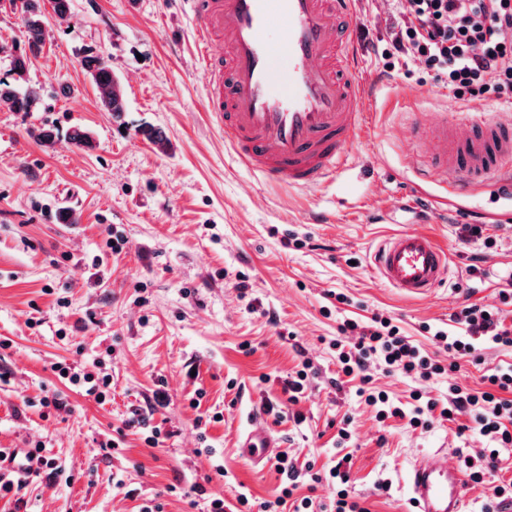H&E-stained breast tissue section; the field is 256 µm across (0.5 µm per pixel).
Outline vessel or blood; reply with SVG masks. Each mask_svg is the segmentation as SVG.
I'll list each match as a JSON object with an SVG mask.
<instances>
[{
	"label": "vessel or blood",
	"mask_w": 512,
	"mask_h": 512,
	"mask_svg": "<svg viewBox=\"0 0 512 512\" xmlns=\"http://www.w3.org/2000/svg\"><path fill=\"white\" fill-rule=\"evenodd\" d=\"M211 112L242 162L264 177L311 188L343 169L367 120L369 82L340 23L355 0H186ZM417 175L442 187L449 203L468 198L489 176L512 178V124L483 118L465 133L436 114ZM378 278L404 297L430 296L446 283L448 253L430 234L404 230L372 256ZM272 439L252 417L240 447L260 463ZM413 512H464L466 475L436 452L408 475Z\"/></svg>",
	"instance_id": "1"
}]
</instances>
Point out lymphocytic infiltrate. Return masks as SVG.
Here are the masks:
<instances>
[{
  "label": "lymphocytic infiltrate",
  "instance_id": "lymphocytic-infiltrate-1",
  "mask_svg": "<svg viewBox=\"0 0 512 512\" xmlns=\"http://www.w3.org/2000/svg\"><path fill=\"white\" fill-rule=\"evenodd\" d=\"M411 24L396 32L392 48L415 53L437 81L457 97L495 92L512 98V0H407ZM462 333L436 331V353H428L403 336L391 318L376 314L367 324L346 319L339 326L335 347L340 372L362 381L358 393L377 410L379 419L400 418L414 429L429 428L435 412L458 421L459 432L485 438L487 448L472 455L463 469L471 481L483 483L498 470L502 451L512 446V363H499L484 377V390L473 392L449 385L447 401L414 392V404H395L388 394L370 387L371 363L386 372L421 381L455 370L459 361L484 364L488 349H512V325L499 308L469 304L452 316Z\"/></svg>",
  "mask_w": 512,
  "mask_h": 512
}]
</instances>
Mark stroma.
<instances>
[{
  "label": "stroma",
  "instance_id": "35a3bbf8",
  "mask_svg": "<svg viewBox=\"0 0 512 512\" xmlns=\"http://www.w3.org/2000/svg\"><path fill=\"white\" fill-rule=\"evenodd\" d=\"M403 5L356 6L350 31L377 91L344 170L317 189L249 171L225 143L204 110L185 0H71L67 16H50L41 53L17 80L39 90L38 109L0 110V450L41 449L61 471L1 473L12 489L0 492V512H207L215 498L238 512L240 494L275 499V473L237 448L252 415L275 452L313 463L321 481L300 495L330 502L327 474L346 455L370 512H410L408 473L420 454L484 447L446 420L426 431L379 420L358 396L359 380L338 378L332 342L346 318L391 316L429 352L432 330L451 329L462 305L503 307L512 322L499 296L512 276V218L429 211L414 197L420 146L408 132L442 110L452 126L506 119L512 103L460 99L420 59L384 58ZM24 46L20 15L0 0V78H14L11 61ZM89 48L109 57L119 79L120 117L102 108L80 65ZM48 126L57 137L46 146L36 134ZM76 127L93 148L70 144ZM144 127L163 131L165 143L144 138ZM319 213L328 223H314ZM475 222L481 236H467ZM399 229L430 233L448 252L449 279L429 297H400L370 264ZM114 232L124 239L116 251L107 244ZM340 293L348 303H337ZM485 357L427 382L377 367L370 374L409 406L414 391L439 399L452 380L483 389L487 369L511 362L512 351ZM75 360L110 374L105 402L59 377L55 364ZM306 360L318 375L289 402L283 385ZM53 397L66 409L44 406ZM136 413L159 429L157 445L130 426Z\"/></svg>",
  "mask_w": 512,
  "mask_h": 512
}]
</instances>
